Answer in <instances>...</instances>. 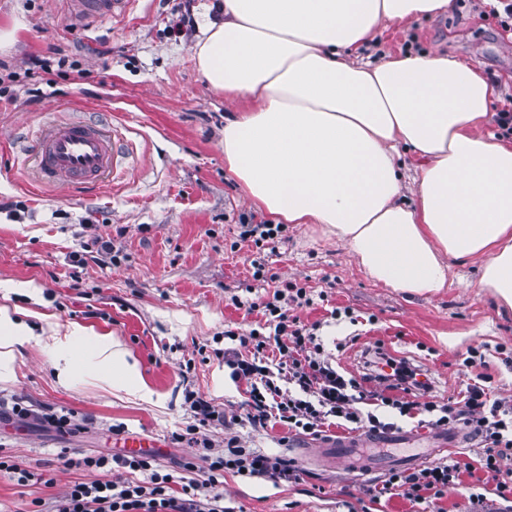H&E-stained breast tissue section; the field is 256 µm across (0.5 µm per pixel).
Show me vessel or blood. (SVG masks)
<instances>
[{"instance_id": "obj_1", "label": "vessel or blood", "mask_w": 512, "mask_h": 512, "mask_svg": "<svg viewBox=\"0 0 512 512\" xmlns=\"http://www.w3.org/2000/svg\"><path fill=\"white\" fill-rule=\"evenodd\" d=\"M76 23L121 18L135 0H69ZM31 153L40 181L60 186H95L118 166V151L108 132L83 120L56 121L38 129Z\"/></svg>"}]
</instances>
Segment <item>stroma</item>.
<instances>
[{
	"label": "stroma",
	"mask_w": 512,
	"mask_h": 512,
	"mask_svg": "<svg viewBox=\"0 0 512 512\" xmlns=\"http://www.w3.org/2000/svg\"><path fill=\"white\" fill-rule=\"evenodd\" d=\"M214 3L136 0L125 19L76 26L65 0H0V32L8 36L0 63L20 74L14 101L0 104V307L27 310L38 331L86 328L117 337L153 392L149 401L112 392L89 356L68 385H59L51 346H18L12 368L0 369V411L21 397L34 416L1 419L0 448L33 478L20 485L0 474V512H28L35 499L51 504L75 481L108 480L106 471L65 469L59 456H120L129 433L154 440L148 455L155 469L179 474L201 453L183 438L197 423L191 391L237 415L233 430L243 446L302 469L293 483L225 472L227 512H422V504L400 496L371 503L359 490L365 479L439 459L429 444L434 430L417 419L397 424L422 439L419 456L361 448L343 461L329 453L333 440L245 421L246 395L224 363L231 345L224 333L264 324L261 310L247 305L279 279L306 288L312 302L297 314L347 371L357 372L362 350L380 343L429 371L434 386L424 398L442 400L465 389L463 361L477 347L490 398L512 399V309L478 288L481 258L449 260L447 288L419 295L372 280L317 224L287 225L284 242L272 250L243 237L244 224L270 217L251 205L224 166V121L239 105L210 90L195 66L193 44L216 19ZM186 15L193 27L174 35ZM428 52L482 71L494 95L481 130L494 135L493 115L512 95V41L472 0H452L444 14L382 24L367 56L375 62ZM34 55L54 63L63 57L68 65L33 81L23 72ZM31 86L43 89L39 100L27 95ZM68 115L108 125L122 147V165L99 189L41 185L26 157L33 128ZM10 202L16 211H6ZM98 236L119 250L120 264L85 257L73 265ZM259 263L268 280L253 278ZM337 307L349 309L358 325L332 317ZM343 338L348 344L337 350ZM61 410L81 423L79 432L61 436L37 420Z\"/></svg>",
	"instance_id": "1"
}]
</instances>
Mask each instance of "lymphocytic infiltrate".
<instances>
[{
	"mask_svg": "<svg viewBox=\"0 0 512 512\" xmlns=\"http://www.w3.org/2000/svg\"><path fill=\"white\" fill-rule=\"evenodd\" d=\"M282 297L299 306L308 301L305 288L283 281L281 289L261 303L268 333L255 329L224 333L234 342L224 351V363L246 384L250 424L262 426L274 419L289 431L316 437L333 427L375 435L389 427L379 415L380 409L388 407L402 417L426 414L434 428L463 425L480 441L474 460L451 458L413 472L394 471L382 485L362 486V493L374 503L391 494L431 504L460 487L462 472L478 468L490 474L494 485L489 493L469 494L472 512H512V472L501 468L504 458L512 455V403L488 400L477 383L469 385L461 401H414V394L430 388L418 368L393 359L390 373H383L370 351L364 355L361 373H349L315 343L313 333L296 316L279 305ZM202 447L207 469L198 471L188 461L179 477L153 471L150 461L142 457H63L64 467L70 469L97 471L115 466L145 471L149 477L74 482L56 497L53 512H224V495L218 487L225 472L271 479L299 476L296 462L247 451L235 435L225 441L221 453H212L207 441Z\"/></svg>",
	"mask_w": 512,
	"mask_h": 512,
	"instance_id": "f902f5d3",
	"label": "lymphocytic infiltrate"
}]
</instances>
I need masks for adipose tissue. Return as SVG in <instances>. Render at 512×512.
I'll return each instance as SVG.
<instances>
[{
	"label": "adipose tissue",
	"instance_id": "ef3b65f1",
	"mask_svg": "<svg viewBox=\"0 0 512 512\" xmlns=\"http://www.w3.org/2000/svg\"><path fill=\"white\" fill-rule=\"evenodd\" d=\"M451 0H220L193 52L208 87L240 104L224 163L249 202L284 224H318L373 280L416 294L448 284L449 259L483 258L479 288L512 308V146L478 134L492 89L447 56L349 61L386 22ZM422 159L414 204L398 202L395 157ZM91 349L113 391L151 399L136 357L108 335L66 331L56 377Z\"/></svg>",
	"mask_w": 512,
	"mask_h": 512
}]
</instances>
